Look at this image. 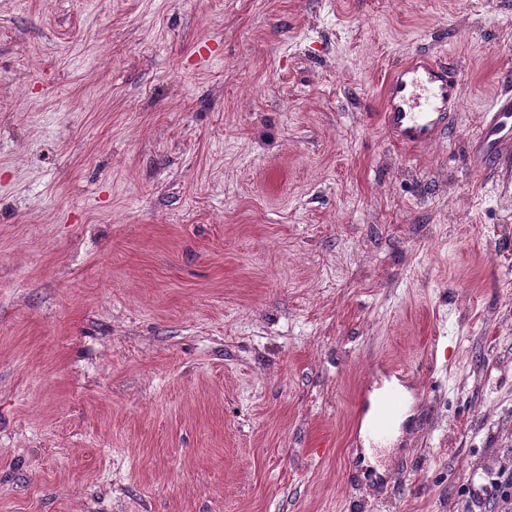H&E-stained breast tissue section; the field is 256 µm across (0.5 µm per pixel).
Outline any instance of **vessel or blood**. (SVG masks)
<instances>
[{"mask_svg": "<svg viewBox=\"0 0 512 512\" xmlns=\"http://www.w3.org/2000/svg\"><path fill=\"white\" fill-rule=\"evenodd\" d=\"M460 101L461 82L454 64L420 54L397 65L387 78L383 125L397 145L428 146L450 136ZM469 160L485 168L512 166V93L492 97L473 138ZM399 406L400 398L393 393L376 410L368 398H361L358 414L369 419L365 437L386 440Z\"/></svg>", "mask_w": 512, "mask_h": 512, "instance_id": "obj_1", "label": "vessel or blood"}]
</instances>
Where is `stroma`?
<instances>
[{
    "mask_svg": "<svg viewBox=\"0 0 512 512\" xmlns=\"http://www.w3.org/2000/svg\"><path fill=\"white\" fill-rule=\"evenodd\" d=\"M424 52L463 97L410 154ZM509 75L512 0H0V512H512ZM461 101L458 71L428 55L397 65L384 86L382 121L392 142L424 147L452 132ZM512 149V93L495 94L482 113L469 160L485 168H508ZM399 406L400 397L390 393L377 410L373 420L365 426L363 435L367 440L382 442L387 439Z\"/></svg>",
    "mask_w": 512,
    "mask_h": 512,
    "instance_id": "1",
    "label": "stroma"
}]
</instances>
